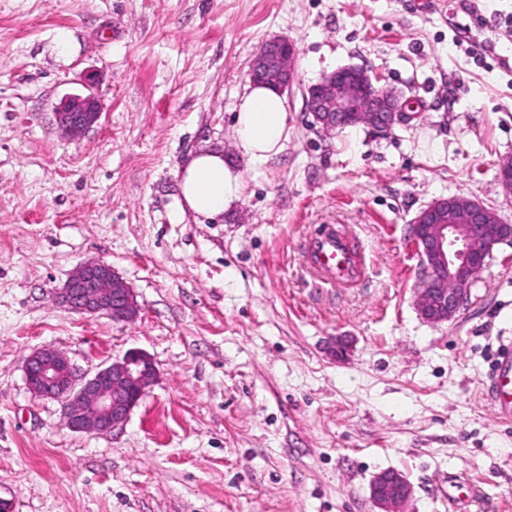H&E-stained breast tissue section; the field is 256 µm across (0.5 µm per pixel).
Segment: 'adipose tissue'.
<instances>
[{"label":"adipose tissue","mask_w":512,"mask_h":512,"mask_svg":"<svg viewBox=\"0 0 512 512\" xmlns=\"http://www.w3.org/2000/svg\"><path fill=\"white\" fill-rule=\"evenodd\" d=\"M285 99L266 86H248L235 115L237 141L252 162H265L278 154L287 138ZM179 205L197 215L223 213L237 197L241 178L225 164L222 153L202 151L193 155L178 175Z\"/></svg>","instance_id":"adipose-tissue-1"}]
</instances>
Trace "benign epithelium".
Instances as JSON below:
<instances>
[{
    "mask_svg": "<svg viewBox=\"0 0 512 512\" xmlns=\"http://www.w3.org/2000/svg\"><path fill=\"white\" fill-rule=\"evenodd\" d=\"M296 49L286 40L266 41L254 55L250 80L281 94L292 90ZM378 78L360 68H342L325 75L305 93L313 124L325 132L364 125L381 132L405 121V103L393 90L378 87ZM100 118L95 94L75 97L55 113L58 127L76 136ZM412 238L422 266L416 306L432 324L452 320L468 299L472 282L494 249L512 244V224L470 197L438 198L412 221ZM61 303L82 314H104L116 321L137 317L134 289L105 263L80 265L59 292ZM25 380L38 397L62 402L66 425L74 431H107L126 422L157 377L151 357L130 349L123 357L88 376L70 359L52 349L31 353ZM412 487L399 471L379 473L370 498L379 512H404Z\"/></svg>",
    "mask_w": 512,
    "mask_h": 512,
    "instance_id": "benign-epithelium-1",
    "label": "benign epithelium"
}]
</instances>
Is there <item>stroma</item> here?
<instances>
[{
    "instance_id": "stroma-1",
    "label": "stroma",
    "mask_w": 512,
    "mask_h": 512,
    "mask_svg": "<svg viewBox=\"0 0 512 512\" xmlns=\"http://www.w3.org/2000/svg\"><path fill=\"white\" fill-rule=\"evenodd\" d=\"M68 34L72 49L56 48ZM297 49L282 151L256 165L234 132L250 63ZM343 67L379 76L414 116L391 132H322L308 87ZM95 92L80 136L54 114ZM219 151L240 175L223 214L181 212L177 173ZM512 0H0V502L8 512H377L401 472L405 512H512V420L486 395L512 338V246H498L451 321L414 305L411 224L466 196L512 224ZM326 224L366 258L354 288L317 282ZM111 265L129 322L56 298ZM352 344L336 358L329 343ZM82 373L132 348L157 378L123 425L75 432L35 396L33 351ZM412 494V487L399 471L379 473L370 485V498L378 512H404V506Z\"/></svg>"
}]
</instances>
